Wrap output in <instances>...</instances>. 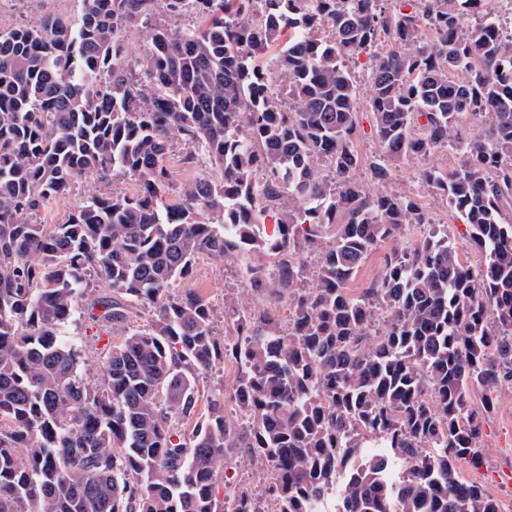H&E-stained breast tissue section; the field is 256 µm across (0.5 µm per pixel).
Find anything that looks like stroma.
Segmentation results:
<instances>
[{
	"instance_id": "stroma-1",
	"label": "stroma",
	"mask_w": 512,
	"mask_h": 512,
	"mask_svg": "<svg viewBox=\"0 0 512 512\" xmlns=\"http://www.w3.org/2000/svg\"><path fill=\"white\" fill-rule=\"evenodd\" d=\"M84 10L83 0H0V27L34 25L50 14L62 13L71 18H79ZM459 155L448 150H439L426 161H404L398 163L393 171L392 185L395 189L414 195L430 212L435 224L447 230L450 242L463 246L462 261L478 267L482 255L468 245L465 227L454 212L449 211L445 200L435 195L433 190L418 178L421 166L427 165L442 170L458 165ZM421 237V227L408 225L403 240H385L369 255L360 268L356 278L350 283L352 294H359L369 287L382 272L384 261L398 244H411ZM276 256L262 253H250L238 258L219 260L210 256L201 257L194 266L186 287L195 289L212 304L217 321L216 328H223L224 297L234 294L247 300L251 306L274 314L278 320H285L288 311L284 301L259 295L250 285L246 272L250 266L277 265ZM101 288L80 289L77 304L70 321L64 326L63 334L80 352V369L85 381L100 383L105 373L106 361L101 344L87 337L86 310L90 303L100 296ZM475 406L492 403L493 408L485 424L482 440L483 456L479 467L462 466L463 479L483 486L500 504L512 503V486L497 482V474L505 468H512V384L498 386L494 390L475 387L471 394Z\"/></svg>"
}]
</instances>
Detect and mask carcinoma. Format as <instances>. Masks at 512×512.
<instances>
[{
	"label": "carcinoma",
	"instance_id": "obj_1",
	"mask_svg": "<svg viewBox=\"0 0 512 512\" xmlns=\"http://www.w3.org/2000/svg\"><path fill=\"white\" fill-rule=\"evenodd\" d=\"M159 1L203 24L154 21ZM84 2L77 20L0 28V512H323L332 494L334 512H499L459 474L481 463L490 410L471 387L512 383L507 23L486 0L390 13L383 0ZM137 22L132 63L123 34ZM362 97L371 158L357 148ZM176 143L219 176L168 199ZM448 145L461 163L419 177L467 226L476 271L391 184L398 162ZM82 176L137 190L89 194L61 224L23 220ZM406 224L419 241L351 295ZM244 251L294 256L270 277L248 269L254 290L288 302V323L226 296L221 337L210 301L177 283L203 254ZM91 274L109 293L89 328H120L96 385L60 334ZM226 359L231 397L213 388L199 408L200 378ZM233 453L261 467V487L219 489ZM421 230L420 225L409 224L404 230V238L401 241L387 239L380 243L364 262L354 281L349 284L351 293L358 295L364 288H368L382 272L386 256L395 248L401 249L408 244L415 243L421 237Z\"/></svg>",
	"mask_w": 512,
	"mask_h": 512
}]
</instances>
